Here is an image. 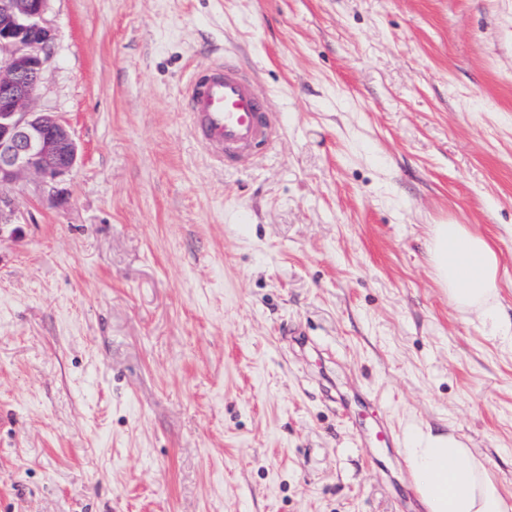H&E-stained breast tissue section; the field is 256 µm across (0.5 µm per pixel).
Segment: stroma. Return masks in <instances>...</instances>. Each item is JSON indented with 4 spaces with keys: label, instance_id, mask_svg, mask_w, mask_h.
I'll use <instances>...</instances> for the list:
<instances>
[{
    "label": "stroma",
    "instance_id": "obj_1",
    "mask_svg": "<svg viewBox=\"0 0 512 512\" xmlns=\"http://www.w3.org/2000/svg\"><path fill=\"white\" fill-rule=\"evenodd\" d=\"M34 105L77 164L0 226V512H426L452 432L512 497V352L438 286L434 224L512 315V0H50ZM233 58L284 123L245 165L182 112ZM372 404L397 446L363 444Z\"/></svg>",
    "mask_w": 512,
    "mask_h": 512
}]
</instances>
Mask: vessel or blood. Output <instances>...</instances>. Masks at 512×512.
<instances>
[{"label":"vessel or blood","mask_w":512,"mask_h":512,"mask_svg":"<svg viewBox=\"0 0 512 512\" xmlns=\"http://www.w3.org/2000/svg\"><path fill=\"white\" fill-rule=\"evenodd\" d=\"M182 109L207 154L227 167L268 147L279 123L251 78L229 60L190 74Z\"/></svg>","instance_id":"b4317fda"}]
</instances>
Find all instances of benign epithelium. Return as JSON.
Returning a JSON list of instances; mask_svg holds the SVG:
<instances>
[{
    "label": "benign epithelium",
    "instance_id": "1",
    "mask_svg": "<svg viewBox=\"0 0 512 512\" xmlns=\"http://www.w3.org/2000/svg\"><path fill=\"white\" fill-rule=\"evenodd\" d=\"M48 0H0V225L9 223L10 189L21 175L52 183L76 164L70 125L32 107L50 57L53 34L44 23Z\"/></svg>",
    "mask_w": 512,
    "mask_h": 512
}]
</instances>
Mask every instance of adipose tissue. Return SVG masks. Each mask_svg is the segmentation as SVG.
I'll list each match as a JSON object with an SVG mask.
<instances>
[{
  "label": "adipose tissue",
  "instance_id": "adipose-tissue-1",
  "mask_svg": "<svg viewBox=\"0 0 512 512\" xmlns=\"http://www.w3.org/2000/svg\"><path fill=\"white\" fill-rule=\"evenodd\" d=\"M430 255L449 302L477 314L487 335L512 349V317L497 304L500 259L490 242L465 224H435ZM404 457L427 512H512V499L454 434L423 432Z\"/></svg>",
  "mask_w": 512,
  "mask_h": 512
}]
</instances>
